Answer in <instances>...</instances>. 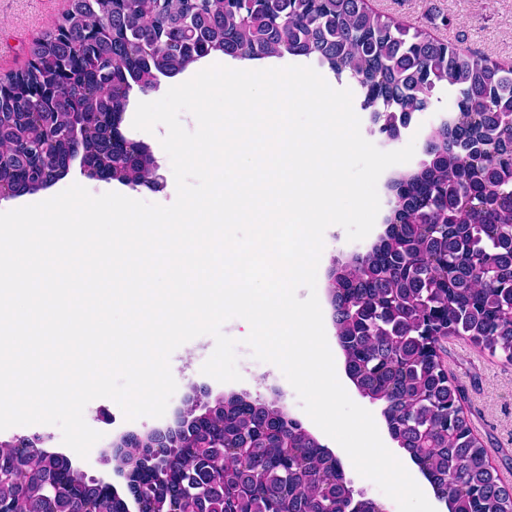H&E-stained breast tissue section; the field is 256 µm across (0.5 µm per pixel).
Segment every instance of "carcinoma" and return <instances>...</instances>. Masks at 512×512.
I'll return each mask as SVG.
<instances>
[{"label": "carcinoma", "instance_id": "obj_1", "mask_svg": "<svg viewBox=\"0 0 512 512\" xmlns=\"http://www.w3.org/2000/svg\"><path fill=\"white\" fill-rule=\"evenodd\" d=\"M27 69L0 77V181L18 196L65 176L74 153L111 180L149 183L136 144L112 154L107 120L148 91L221 53L242 60L312 58L347 76L371 122L406 128L438 92L456 115L426 139L428 160L390 183L395 205L369 251L336 269V336L363 395L384 404L448 512H512V486L457 409L460 390L430 344L464 336L512 361V68L413 34L365 0H73L58 30L27 46ZM116 449L118 470L147 512H381L356 500L339 460L278 408L230 397L190 410L165 436ZM64 486L81 512L125 501L59 455L0 480L4 512H53Z\"/></svg>", "mask_w": 512, "mask_h": 512}]
</instances>
